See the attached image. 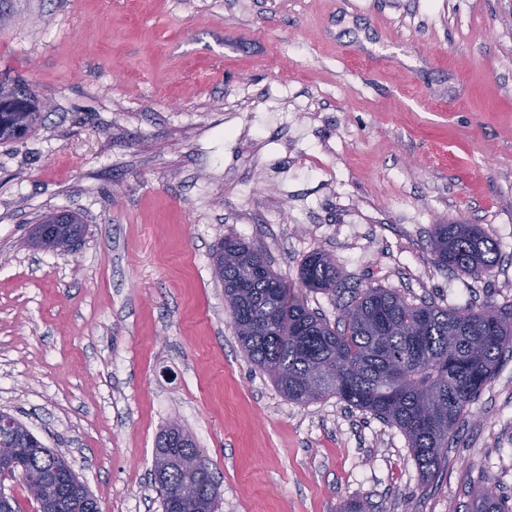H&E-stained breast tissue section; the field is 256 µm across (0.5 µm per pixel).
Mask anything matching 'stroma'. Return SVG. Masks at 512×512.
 <instances>
[{"label":"stroma","mask_w":512,"mask_h":512,"mask_svg":"<svg viewBox=\"0 0 512 512\" xmlns=\"http://www.w3.org/2000/svg\"><path fill=\"white\" fill-rule=\"evenodd\" d=\"M0 90L46 102L0 143V411L63 453L102 512H163L156 439L178 422L217 512H466L512 498V353L438 478L337 398L285 399L241 349L212 250L232 233L336 322L299 265L347 290L512 313V0H0ZM50 209L87 234L26 246ZM499 245L438 268L434 225ZM461 223L433 226L429 247L435 265L470 276L496 267L501 259L497 243L479 225ZM343 271L324 250L315 249L299 265V279L305 288L336 296L340 293ZM470 512H512L509 497H504L491 489L478 491L469 503Z\"/></svg>","instance_id":"35a3bbf8"}]
</instances>
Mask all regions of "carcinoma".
Segmentation results:
<instances>
[{"instance_id":"obj_1","label":"carcinoma","mask_w":512,"mask_h":512,"mask_svg":"<svg viewBox=\"0 0 512 512\" xmlns=\"http://www.w3.org/2000/svg\"><path fill=\"white\" fill-rule=\"evenodd\" d=\"M40 115L30 99L0 96V141L31 132ZM50 217L42 216L31 230L32 243L42 250L54 251L86 232L73 213L63 224L49 223ZM429 247L435 265L452 273L479 275L501 259L497 243L477 224H436ZM213 266L239 345L279 392L298 404L333 396L397 427L427 482L438 475L470 405L504 354L512 352V317L490 306L448 309L368 287L341 306L333 325L291 294L265 257L237 236L220 240ZM299 279L306 288L334 296L343 271L327 252L315 249L301 261ZM0 448H18L22 459L19 470L0 478V489L18 479L29 495L31 478L60 470L65 461L31 432L0 429ZM198 457L195 439L180 424L158 435L152 478L163 505L179 500L183 512H216L218 484ZM468 510L512 512V505L482 489Z\"/></svg>"}]
</instances>
